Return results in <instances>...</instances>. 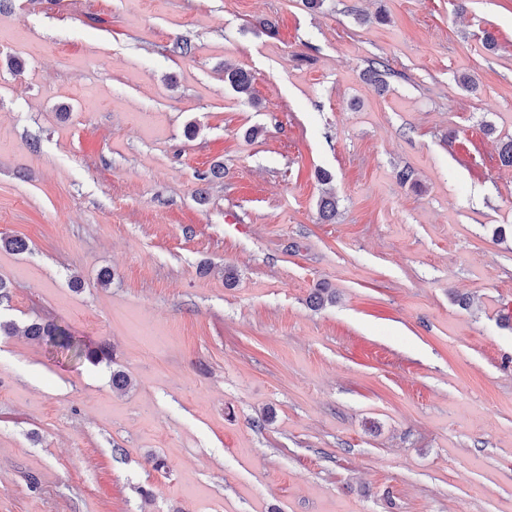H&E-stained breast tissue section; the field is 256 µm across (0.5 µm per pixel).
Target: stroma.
Segmentation results:
<instances>
[{
  "label": "stroma",
  "mask_w": 512,
  "mask_h": 512,
  "mask_svg": "<svg viewBox=\"0 0 512 512\" xmlns=\"http://www.w3.org/2000/svg\"><path fill=\"white\" fill-rule=\"evenodd\" d=\"M509 140L512 0H0V512H512ZM224 75L225 79L237 93L247 98L252 97V79L248 72L244 71L242 68L226 64L224 66ZM28 336L46 338L57 352L77 360H85L91 364H99L110 360L109 352L104 348H90L66 328L48 322H34L26 329Z\"/></svg>",
  "instance_id": "1"
}]
</instances>
